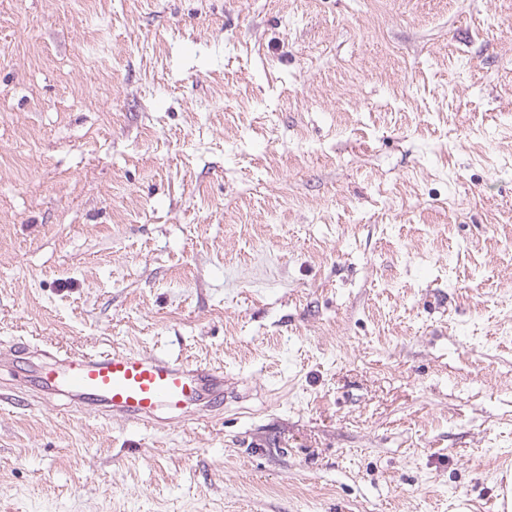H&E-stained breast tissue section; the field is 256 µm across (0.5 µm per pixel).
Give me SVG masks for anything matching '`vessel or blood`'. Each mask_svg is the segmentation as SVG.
Returning <instances> with one entry per match:
<instances>
[{
  "instance_id": "vessel-or-blood-1",
  "label": "vessel or blood",
  "mask_w": 512,
  "mask_h": 512,
  "mask_svg": "<svg viewBox=\"0 0 512 512\" xmlns=\"http://www.w3.org/2000/svg\"><path fill=\"white\" fill-rule=\"evenodd\" d=\"M24 382L43 396L61 395L80 409L124 420L157 422L166 415L217 416L224 406V372L179 359L115 349L99 354L48 349Z\"/></svg>"
}]
</instances>
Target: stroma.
I'll return each instance as SVG.
<instances>
[{
    "instance_id": "35a3bbf8",
    "label": "stroma",
    "mask_w": 512,
    "mask_h": 512,
    "mask_svg": "<svg viewBox=\"0 0 512 512\" xmlns=\"http://www.w3.org/2000/svg\"><path fill=\"white\" fill-rule=\"evenodd\" d=\"M223 368L106 418L4 357ZM512 0H0V512H499Z\"/></svg>"
}]
</instances>
